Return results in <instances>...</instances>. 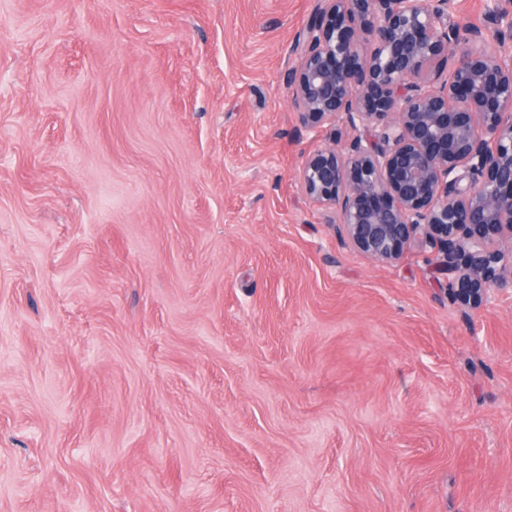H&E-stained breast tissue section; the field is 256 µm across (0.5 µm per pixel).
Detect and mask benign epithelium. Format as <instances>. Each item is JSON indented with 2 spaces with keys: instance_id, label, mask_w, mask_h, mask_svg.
Segmentation results:
<instances>
[{
  "instance_id": "obj_1",
  "label": "benign epithelium",
  "mask_w": 512,
  "mask_h": 512,
  "mask_svg": "<svg viewBox=\"0 0 512 512\" xmlns=\"http://www.w3.org/2000/svg\"><path fill=\"white\" fill-rule=\"evenodd\" d=\"M454 11L455 0H320L286 85L302 127L352 133L299 172L341 242L381 262L429 249L470 305L512 292V0H491L492 50L462 46Z\"/></svg>"
}]
</instances>
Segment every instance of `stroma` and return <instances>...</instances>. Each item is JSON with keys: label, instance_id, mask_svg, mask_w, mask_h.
<instances>
[{"label": "stroma", "instance_id": "stroma-1", "mask_svg": "<svg viewBox=\"0 0 512 512\" xmlns=\"http://www.w3.org/2000/svg\"><path fill=\"white\" fill-rule=\"evenodd\" d=\"M318 0H0V512H512V294L342 244Z\"/></svg>", "mask_w": 512, "mask_h": 512}]
</instances>
